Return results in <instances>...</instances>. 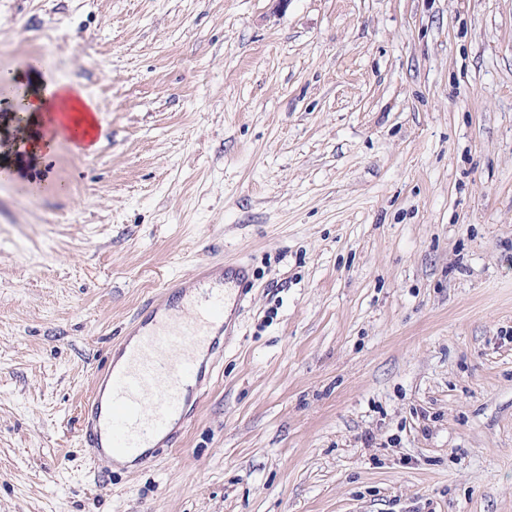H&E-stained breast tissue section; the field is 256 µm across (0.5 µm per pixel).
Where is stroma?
Wrapping results in <instances>:
<instances>
[{"label":"stroma","instance_id":"35a3bbf8","mask_svg":"<svg viewBox=\"0 0 512 512\" xmlns=\"http://www.w3.org/2000/svg\"><path fill=\"white\" fill-rule=\"evenodd\" d=\"M0 512H512V0H0ZM242 263L181 445L94 468L80 408L168 283ZM21 85H23V89L26 90L25 97V112L30 114L31 116L37 115L42 118V114H48L50 111V103L48 100L49 94L54 90H64L67 89L66 97L72 99L76 102H79L80 107L77 109L76 113L71 116V121L75 125L88 124L91 127L96 126V121L93 116L90 115V108L94 109L91 101L85 96L82 89L76 85H68L61 84V87L56 88L52 87L48 91H40L34 87L24 86V83L20 81ZM72 91L79 93V96L82 98L85 103L83 104L78 97L73 96ZM41 124L44 125V119L42 118ZM72 102L68 101L66 103H63L61 101H55L54 110L50 113V119H49V125H48V131L50 135H62L63 139L69 141L72 143L75 147H78L79 149H84L88 146H90V142H92V137L97 138L98 133L93 134L91 137H89L86 141L82 139L81 135H78V137H74L69 131L66 126V117L67 112L71 109ZM74 142H72L71 140ZM94 139V141H95Z\"/></svg>","mask_w":512,"mask_h":512}]
</instances>
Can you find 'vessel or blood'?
Here are the masks:
<instances>
[{"mask_svg":"<svg viewBox=\"0 0 512 512\" xmlns=\"http://www.w3.org/2000/svg\"><path fill=\"white\" fill-rule=\"evenodd\" d=\"M70 103L56 102L48 131L82 137L65 126ZM250 279L245 265L203 271L150 298L124 339L113 346L81 409V441L93 461L146 464L187 416L189 391L201 387L206 362L224 353L221 334H232L229 304H240Z\"/></svg>","mask_w":512,"mask_h":512,"instance_id":"1","label":"vessel or blood"}]
</instances>
